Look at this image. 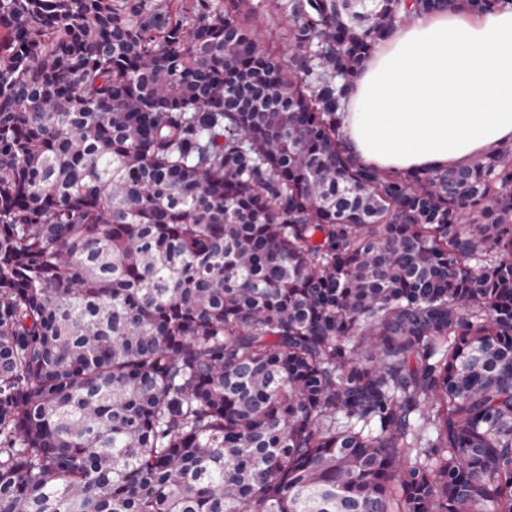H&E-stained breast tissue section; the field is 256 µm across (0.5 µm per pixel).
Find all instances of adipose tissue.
<instances>
[{
    "mask_svg": "<svg viewBox=\"0 0 512 512\" xmlns=\"http://www.w3.org/2000/svg\"><path fill=\"white\" fill-rule=\"evenodd\" d=\"M358 161L445 169L512 143V9L446 7L374 48L342 114Z\"/></svg>",
    "mask_w": 512,
    "mask_h": 512,
    "instance_id": "ef3b65f1",
    "label": "adipose tissue"
}]
</instances>
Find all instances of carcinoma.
<instances>
[{"label": "carcinoma", "mask_w": 512, "mask_h": 512, "mask_svg": "<svg viewBox=\"0 0 512 512\" xmlns=\"http://www.w3.org/2000/svg\"><path fill=\"white\" fill-rule=\"evenodd\" d=\"M449 1L0 0V512H512V144L341 131ZM283 18L275 13H270L265 21L261 37L262 45L273 48L278 54L288 56V42L282 38Z\"/></svg>", "instance_id": "obj_1"}]
</instances>
